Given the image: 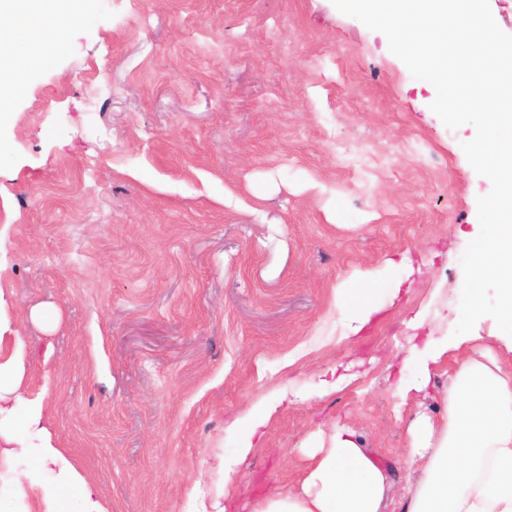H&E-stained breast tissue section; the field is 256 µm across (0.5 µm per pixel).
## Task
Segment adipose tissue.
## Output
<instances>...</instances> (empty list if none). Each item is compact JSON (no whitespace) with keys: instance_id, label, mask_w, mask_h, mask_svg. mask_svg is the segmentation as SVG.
<instances>
[{"instance_id":"1","label":"adipose tissue","mask_w":512,"mask_h":512,"mask_svg":"<svg viewBox=\"0 0 512 512\" xmlns=\"http://www.w3.org/2000/svg\"><path fill=\"white\" fill-rule=\"evenodd\" d=\"M370 23L387 27L395 47L420 79L436 91L440 111L460 117L487 104V129L469 150L497 186L483 231L474 239L468 303L458 314L469 326L481 309L485 279L500 288L497 331L463 336L465 347L448 388L441 420L417 415L409 427L408 456L426 462L427 477L412 492L404 512H512V364L499 344L512 351V44L490 41L494 20L480 0H348ZM88 0H0V112L20 93L19 74L45 64L50 47L65 35L71 13ZM391 260L357 272L337 288L336 308L358 334L379 313L377 297ZM23 358L0 362V463L31 462L24 477L41 487L45 512L75 498L79 512H105L93 489L42 426L38 401L21 396ZM280 405L273 399L247 408L234 425L236 455L224 463L225 483L253 448V436ZM304 446L303 476L296 488L257 504L254 512H380L389 474L354 432L312 433Z\"/></svg>"}]
</instances>
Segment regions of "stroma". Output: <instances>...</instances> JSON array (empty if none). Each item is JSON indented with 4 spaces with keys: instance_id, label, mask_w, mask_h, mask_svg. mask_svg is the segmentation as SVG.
<instances>
[{
    "instance_id": "35a3bbf8",
    "label": "stroma",
    "mask_w": 512,
    "mask_h": 512,
    "mask_svg": "<svg viewBox=\"0 0 512 512\" xmlns=\"http://www.w3.org/2000/svg\"><path fill=\"white\" fill-rule=\"evenodd\" d=\"M434 97L343 0H97L25 75L0 122V353L106 512H187L194 488L252 512L337 427L388 470L382 512L423 482L408 426L442 413L452 356L398 388L498 303L484 281L460 326L496 188L467 148L482 113ZM387 257L347 338L335 291ZM277 397L225 485L233 420ZM446 353H448V346L434 348L428 354L425 363L419 370L417 378L413 382L400 386L398 391L401 394L406 395L411 390L421 392L426 389L431 379L430 363H438Z\"/></svg>"
}]
</instances>
